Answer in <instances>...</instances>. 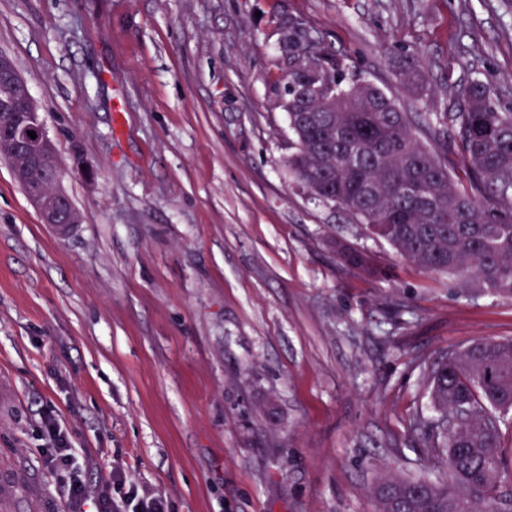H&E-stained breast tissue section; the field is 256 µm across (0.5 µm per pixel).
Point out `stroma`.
Segmentation results:
<instances>
[{"instance_id":"1","label":"stroma","mask_w":512,"mask_h":512,"mask_svg":"<svg viewBox=\"0 0 512 512\" xmlns=\"http://www.w3.org/2000/svg\"><path fill=\"white\" fill-rule=\"evenodd\" d=\"M286 15L404 111L453 108L477 75L512 110V0H0V53L80 214L58 238L0 159L5 512L67 510L36 450L47 406L96 480L164 512H377L380 475L428 472L432 364L512 339L511 301L296 185L273 92ZM414 49L423 97L391 62ZM337 238L382 276L341 264Z\"/></svg>"}]
</instances>
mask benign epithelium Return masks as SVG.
I'll return each mask as SVG.
<instances>
[{
  "label": "benign epithelium",
  "mask_w": 512,
  "mask_h": 512,
  "mask_svg": "<svg viewBox=\"0 0 512 512\" xmlns=\"http://www.w3.org/2000/svg\"><path fill=\"white\" fill-rule=\"evenodd\" d=\"M5 74L18 96L0 95V126L20 125L21 135L28 146L0 140V157L10 164L14 177L40 212L43 223L63 231L79 223L80 215L68 195L57 188L60 162L33 103L29 86L13 60L1 53L0 76ZM30 131L35 132L36 138L28 136Z\"/></svg>",
  "instance_id": "7a95c632"
}]
</instances>
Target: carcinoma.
Here are the masks:
<instances>
[{
  "label": "carcinoma",
  "mask_w": 512,
  "mask_h": 512,
  "mask_svg": "<svg viewBox=\"0 0 512 512\" xmlns=\"http://www.w3.org/2000/svg\"><path fill=\"white\" fill-rule=\"evenodd\" d=\"M304 56L279 49L275 87L296 152L297 183L404 258L512 300V112L499 110L489 81L473 77L454 112H405L369 80L347 71L320 38ZM311 60L331 89L305 97ZM400 83L425 92L418 53L394 61ZM336 253L368 275L378 267L345 243ZM436 417L423 422L434 477L387 474L374 488L379 512H512L503 473L512 462L502 424L512 412V340L480 339L441 358L430 373Z\"/></svg>",
  "instance_id": "cac0c4a2"
}]
</instances>
